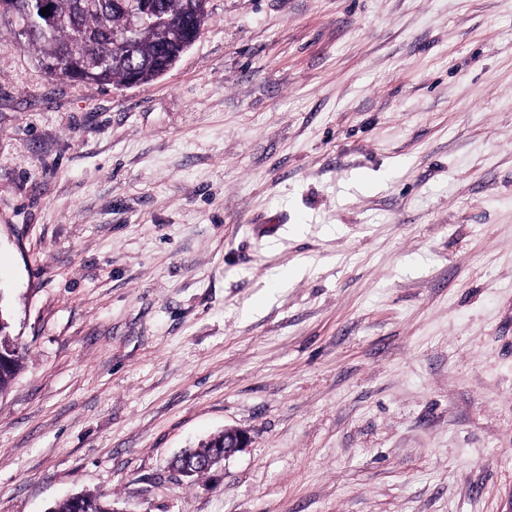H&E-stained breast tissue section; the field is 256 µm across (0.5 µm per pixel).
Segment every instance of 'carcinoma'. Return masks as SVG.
I'll return each mask as SVG.
<instances>
[{"instance_id": "1", "label": "carcinoma", "mask_w": 512, "mask_h": 512, "mask_svg": "<svg viewBox=\"0 0 512 512\" xmlns=\"http://www.w3.org/2000/svg\"><path fill=\"white\" fill-rule=\"evenodd\" d=\"M125 0H55V24L44 27L35 15L23 18L20 0H0V14H9L43 62L60 58L51 75L78 84L124 85L130 78L149 84L168 71L189 48L194 28L203 26L207 0H151L161 23H149L128 41L114 38L123 28ZM0 351L10 355L0 367V393L6 391L23 363L22 352L10 334V323L0 308ZM224 445L218 433L175 461L177 470L190 466L191 477L207 473L216 448ZM114 502L104 493H77L53 504L48 512H112Z\"/></svg>"}]
</instances>
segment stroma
I'll return each instance as SVG.
<instances>
[{"instance_id":"obj_1","label":"stroma","mask_w":512,"mask_h":512,"mask_svg":"<svg viewBox=\"0 0 512 512\" xmlns=\"http://www.w3.org/2000/svg\"><path fill=\"white\" fill-rule=\"evenodd\" d=\"M206 12L140 86L0 16V512H512V0ZM0 351L10 355L7 365L0 367V393L6 391L23 363L22 352L10 334V323L3 310L0 309ZM250 442L251 437L246 430L237 427H224V433H218L198 444L196 448H188L182 452L175 459L174 466L180 473L185 466H190L192 474L186 478H197L207 473L208 465L216 448L224 445V449L219 453L226 461L235 453L242 451L243 448H248ZM115 502L104 493H77L53 504L48 512H113Z\"/></svg>"}]
</instances>
